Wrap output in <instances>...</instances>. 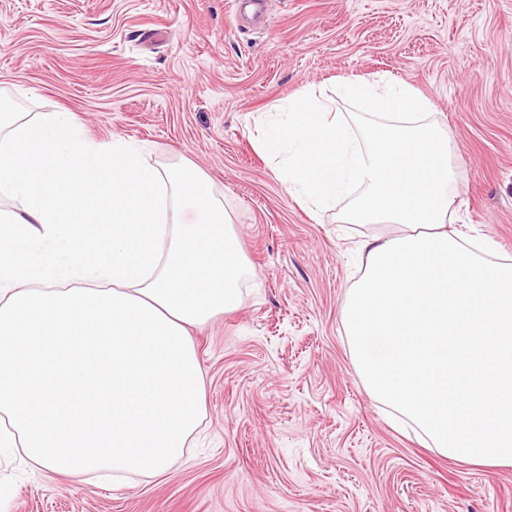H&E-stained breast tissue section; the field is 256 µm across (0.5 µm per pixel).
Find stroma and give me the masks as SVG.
<instances>
[{
  "label": "stroma",
  "mask_w": 512,
  "mask_h": 512,
  "mask_svg": "<svg viewBox=\"0 0 512 512\" xmlns=\"http://www.w3.org/2000/svg\"><path fill=\"white\" fill-rule=\"evenodd\" d=\"M0 0V94L145 145L221 199L249 274L195 330L206 415L162 477L79 484L0 456V512H512V467L456 463L393 423L351 363L340 308L360 229L311 211L256 145L307 90L388 73L452 137L455 225L512 257V0Z\"/></svg>",
  "instance_id": "1"
}]
</instances>
